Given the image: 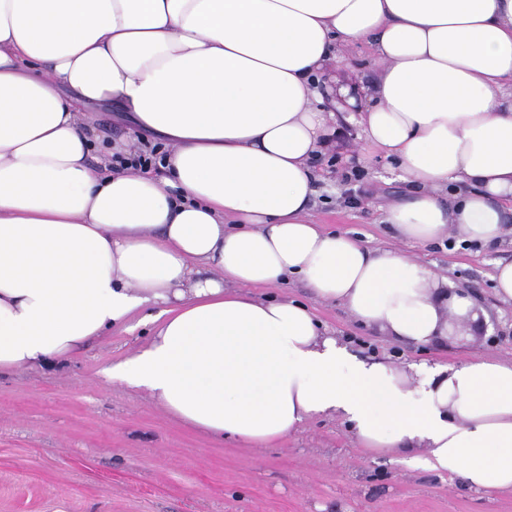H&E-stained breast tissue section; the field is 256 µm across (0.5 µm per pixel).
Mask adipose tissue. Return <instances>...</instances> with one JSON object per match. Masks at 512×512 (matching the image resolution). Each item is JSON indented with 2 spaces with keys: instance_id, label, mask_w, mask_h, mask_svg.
Wrapping results in <instances>:
<instances>
[{
  "instance_id": "1",
  "label": "adipose tissue",
  "mask_w": 512,
  "mask_h": 512,
  "mask_svg": "<svg viewBox=\"0 0 512 512\" xmlns=\"http://www.w3.org/2000/svg\"><path fill=\"white\" fill-rule=\"evenodd\" d=\"M366 48L374 90L332 87ZM169 151L107 176L83 103ZM355 108L410 194L402 241L502 242L512 218V0H0V369L63 365L145 308L111 367L175 418L265 446L307 421L487 492L512 491V362L366 361L303 303L415 346L479 328L471 294L315 223L314 156Z\"/></svg>"
}]
</instances>
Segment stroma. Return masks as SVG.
Returning <instances> with one entry per match:
<instances>
[{
	"mask_svg": "<svg viewBox=\"0 0 512 512\" xmlns=\"http://www.w3.org/2000/svg\"><path fill=\"white\" fill-rule=\"evenodd\" d=\"M354 169L363 180L345 183ZM408 189L348 125L311 214L326 229L372 249H402L448 276L484 309L483 331L418 348L360 325L338 304H313L318 318L362 359L403 367L512 361V304L492 281L497 264L512 261V243H400L383 217ZM151 334L134 319L61 369L0 370V512H512L511 491L488 493L462 476L360 448L337 419L309 421L263 448L215 440L147 391L104 377Z\"/></svg>",
	"mask_w": 512,
	"mask_h": 512,
	"instance_id": "1",
	"label": "stroma"
}]
</instances>
